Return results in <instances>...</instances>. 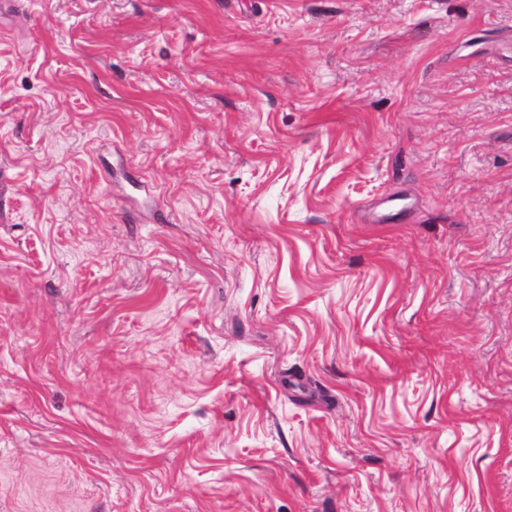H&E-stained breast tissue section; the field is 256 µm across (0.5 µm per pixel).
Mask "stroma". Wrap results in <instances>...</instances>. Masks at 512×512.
Masks as SVG:
<instances>
[{"instance_id":"stroma-1","label":"stroma","mask_w":512,"mask_h":512,"mask_svg":"<svg viewBox=\"0 0 512 512\" xmlns=\"http://www.w3.org/2000/svg\"><path fill=\"white\" fill-rule=\"evenodd\" d=\"M0 512H512V0H13Z\"/></svg>"}]
</instances>
